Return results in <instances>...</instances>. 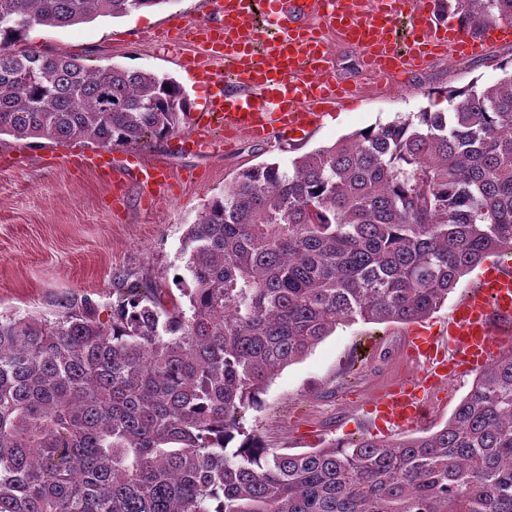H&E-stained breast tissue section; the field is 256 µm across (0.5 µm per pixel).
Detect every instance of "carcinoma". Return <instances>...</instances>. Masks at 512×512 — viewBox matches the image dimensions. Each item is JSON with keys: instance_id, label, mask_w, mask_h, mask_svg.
Segmentation results:
<instances>
[{"instance_id": "cac0c4a2", "label": "carcinoma", "mask_w": 512, "mask_h": 512, "mask_svg": "<svg viewBox=\"0 0 512 512\" xmlns=\"http://www.w3.org/2000/svg\"><path fill=\"white\" fill-rule=\"evenodd\" d=\"M171 0H0V137L108 149L171 136L173 78L27 46L36 27ZM471 32L512 0H452ZM283 166L249 167L182 241L177 289L121 279L112 320L0 313V512H512V347L445 425L300 454L245 431L336 327L416 323L512 254V69Z\"/></svg>"}]
</instances>
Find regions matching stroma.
Segmentation results:
<instances>
[{"label": "stroma", "mask_w": 512, "mask_h": 512, "mask_svg": "<svg viewBox=\"0 0 512 512\" xmlns=\"http://www.w3.org/2000/svg\"><path fill=\"white\" fill-rule=\"evenodd\" d=\"M200 0L169 4L112 19L99 17L68 27H38L29 43L47 53L77 55L91 68L113 64L165 74L185 90L192 111H201L210 94L192 72L180 67L178 54L154 39L173 13H197ZM336 78L351 88L344 103L328 108L307 138L262 143L238 135L232 147L190 153L183 125L173 136L146 146L110 150L115 159L132 156L163 164L170 189L145 204L142 191L127 186L114 203L109 177L68 164L77 145L28 146L8 139L0 158V312L55 318L63 298L93 301L101 321L112 317L118 277L169 288L183 273L182 239L208 201L222 194L242 169L270 160L288 162L353 131L384 124L427 108L444 110L448 90L472 81H497L512 62V39L470 56L438 55L410 73L406 81L382 80L366 70L359 54L333 45ZM411 326L357 321L337 326L307 356L282 370L245 414L246 429L279 452L300 453L331 440L360 434L393 437V430L372 411V399L395 376L413 377L416 368L404 349ZM474 380L465 372L432 399L426 419L408 428L411 436L442 428Z\"/></svg>", "instance_id": "1"}]
</instances>
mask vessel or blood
<instances>
[{
  "label": "vessel or blood",
  "instance_id": "vessel-or-blood-1",
  "mask_svg": "<svg viewBox=\"0 0 512 512\" xmlns=\"http://www.w3.org/2000/svg\"><path fill=\"white\" fill-rule=\"evenodd\" d=\"M205 5L207 19L175 16L160 38L200 47L202 56L187 55L181 63L202 86L223 85L222 93L210 97L208 112L220 114L226 130L262 140L303 138L322 118L316 105L343 91L330 47L309 16H318L342 44L359 51L367 69L394 81L427 65L435 51L474 52L502 36L493 23L476 38L448 24L444 0H377L366 16L358 14L356 0H205ZM219 58L233 63L234 82L209 68V60ZM123 177L147 189L168 183L167 169L158 164L124 167ZM482 279L483 287L455 306L445 331L413 339L415 378L391 384L374 400L391 428L424 421L430 393L445 388L460 368L483 369L512 345V270L494 265Z\"/></svg>",
  "mask_w": 512,
  "mask_h": 512
}]
</instances>
